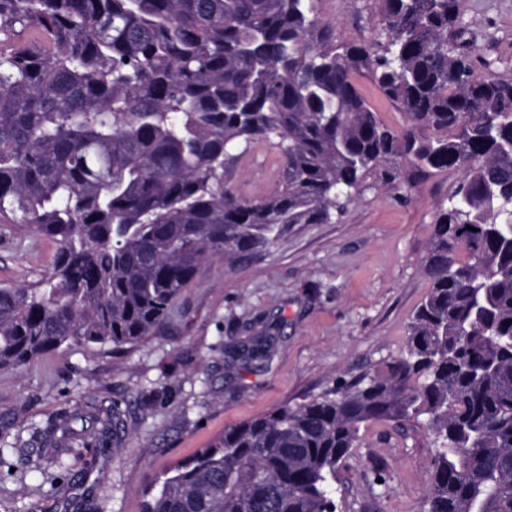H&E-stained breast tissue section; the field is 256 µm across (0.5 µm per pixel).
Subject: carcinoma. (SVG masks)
<instances>
[{
  "mask_svg": "<svg viewBox=\"0 0 512 512\" xmlns=\"http://www.w3.org/2000/svg\"><path fill=\"white\" fill-rule=\"evenodd\" d=\"M319 3L0 0V223L56 246L34 287L0 288V369L144 344L208 257L332 223L388 163L392 181L456 170L391 373L226 428L142 512H330L361 427L421 415L424 512H512V80L476 74L463 0H379L381 39L360 42ZM260 143L279 149L280 188L245 201L224 168ZM241 356L266 360V339ZM105 414L69 411L55 446L119 447L123 411ZM355 80L370 105L379 113L382 119L393 125L403 121V117L398 112L395 105L379 93L377 87L368 75H356Z\"/></svg>",
  "mask_w": 512,
  "mask_h": 512,
  "instance_id": "carcinoma-1",
  "label": "carcinoma"
}]
</instances>
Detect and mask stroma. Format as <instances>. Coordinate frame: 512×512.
I'll return each mask as SVG.
<instances>
[{"label": "stroma", "mask_w": 512, "mask_h": 512, "mask_svg": "<svg viewBox=\"0 0 512 512\" xmlns=\"http://www.w3.org/2000/svg\"><path fill=\"white\" fill-rule=\"evenodd\" d=\"M464 4L478 72L512 79V0ZM320 11L344 40L379 32L377 0H321ZM459 180L453 170L405 168L392 183L372 175L336 222L295 224L247 258L202 262L147 344L73 346L0 370V512H141L155 479L225 428L386 371L429 290L423 265L437 204ZM278 182L268 147L224 174L225 187L246 200L274 193ZM53 255L33 230L0 224V287H30ZM257 336L272 339L268 360L243 363L241 345ZM104 401L124 413L120 448L73 455L33 441L65 411ZM433 452L424 428L368 423L339 468L338 512H422Z\"/></svg>", "instance_id": "35a3bbf8"}]
</instances>
